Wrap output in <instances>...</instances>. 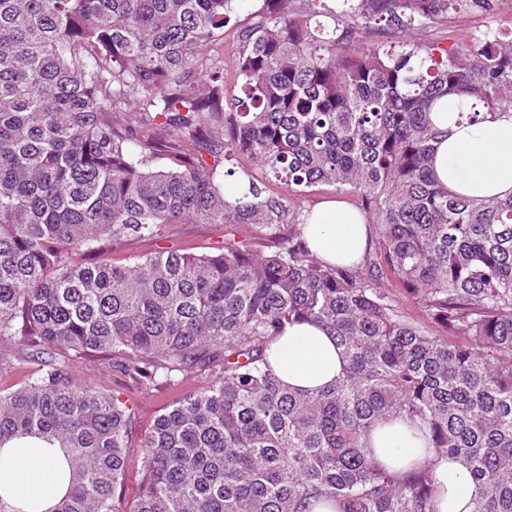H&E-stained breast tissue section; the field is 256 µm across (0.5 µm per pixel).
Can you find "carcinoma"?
Returning <instances> with one entry per match:
<instances>
[{"mask_svg": "<svg viewBox=\"0 0 512 512\" xmlns=\"http://www.w3.org/2000/svg\"><path fill=\"white\" fill-rule=\"evenodd\" d=\"M239 0H0V339L35 365L0 392V449L59 448L66 495L48 512H437L430 466L373 459L377 426L420 423L470 469L472 512H512V194L448 191L431 113L471 123L512 108V28L464 44L421 30L492 0H263L240 30L242 96L213 45ZM391 44L365 40L371 24ZM456 95L467 108L442 98ZM245 155L303 194L361 199L374 252L349 266L311 254L288 200ZM167 167L152 165L159 157ZM168 224H259L262 252L161 249L117 266L112 242ZM398 281L438 336L404 319ZM291 321L320 325L344 359L316 391L284 384L266 349ZM146 386L211 380L141 441L136 498L120 487L134 406L81 387L77 360ZM0 512H38L29 500ZM227 168H233L237 172L235 177L229 178L232 186L237 184V178L238 176L243 175V170L249 171L256 180L266 182L268 184L266 175L261 170L257 169L245 155H236L231 161L225 162L224 166L218 170L223 174Z\"/></svg>", "mask_w": 512, "mask_h": 512, "instance_id": "carcinoma-1", "label": "carcinoma"}]
</instances>
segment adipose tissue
<instances>
[{"instance_id": "obj_1", "label": "adipose tissue", "mask_w": 512, "mask_h": 512, "mask_svg": "<svg viewBox=\"0 0 512 512\" xmlns=\"http://www.w3.org/2000/svg\"><path fill=\"white\" fill-rule=\"evenodd\" d=\"M434 123L445 135L434 170L454 193L468 197L512 194V109L480 123H456L450 113L436 112ZM303 234L312 253L331 264L361 262L369 227L359 210L341 200L319 203L305 218ZM267 358L280 379L300 389L332 383L343 370V358L332 336L311 323L288 324L270 343ZM376 458L395 472L412 464L431 463L438 512H470L473 483L459 461L437 455L425 430L397 421L376 428L368 438ZM49 449L22 442L0 456V487L50 506L61 492Z\"/></svg>"}]
</instances>
